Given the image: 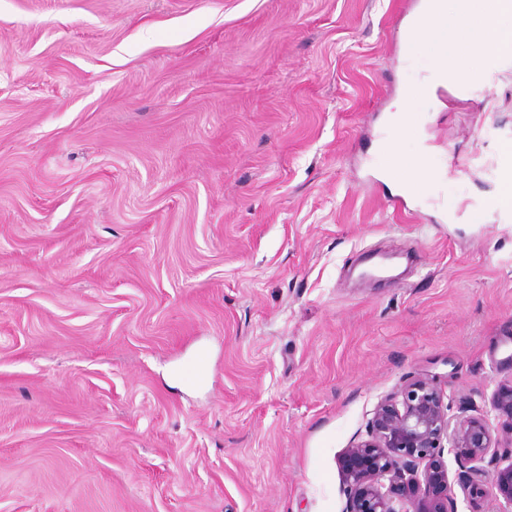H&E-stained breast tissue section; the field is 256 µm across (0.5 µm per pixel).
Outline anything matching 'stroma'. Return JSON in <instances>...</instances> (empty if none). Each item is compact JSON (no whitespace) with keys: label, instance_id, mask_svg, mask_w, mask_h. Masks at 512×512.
I'll return each instance as SVG.
<instances>
[{"label":"stroma","instance_id":"35a3bbf8","mask_svg":"<svg viewBox=\"0 0 512 512\" xmlns=\"http://www.w3.org/2000/svg\"><path fill=\"white\" fill-rule=\"evenodd\" d=\"M414 10L0 0V512H342L378 403L512 379V73Z\"/></svg>","mask_w":512,"mask_h":512}]
</instances>
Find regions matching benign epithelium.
Masks as SVG:
<instances>
[{
	"instance_id": "7a95c632",
	"label": "benign epithelium",
	"mask_w": 512,
	"mask_h": 512,
	"mask_svg": "<svg viewBox=\"0 0 512 512\" xmlns=\"http://www.w3.org/2000/svg\"><path fill=\"white\" fill-rule=\"evenodd\" d=\"M445 438L463 494L482 499L489 487L497 504L489 512H512V381L497 386L489 412L452 425L429 377L415 378L381 401L366 437L345 450L343 512H456Z\"/></svg>"
}]
</instances>
